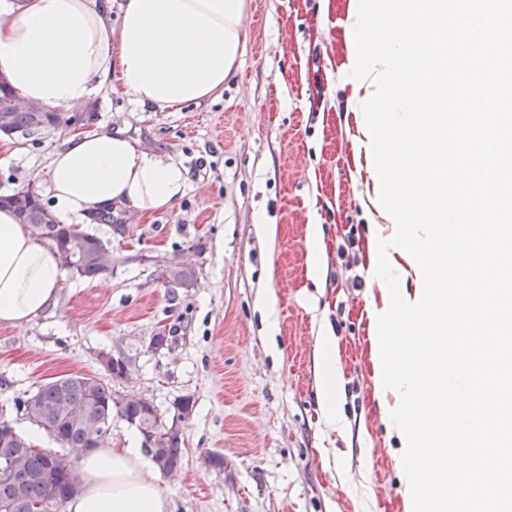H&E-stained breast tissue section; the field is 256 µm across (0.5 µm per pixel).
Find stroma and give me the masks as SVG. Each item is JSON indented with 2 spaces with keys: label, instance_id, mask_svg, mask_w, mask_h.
<instances>
[{
  "label": "stroma",
  "instance_id": "1",
  "mask_svg": "<svg viewBox=\"0 0 512 512\" xmlns=\"http://www.w3.org/2000/svg\"><path fill=\"white\" fill-rule=\"evenodd\" d=\"M245 47L215 97L176 110L140 106L118 84L88 100L95 131L124 128L187 170L180 203L151 214L120 208L88 224L112 269L65 277L53 305L26 324H0V409L36 447L57 443L17 415L13 400L55 378L105 376L114 346L133 357L119 382L164 416L190 398L180 469L156 473L169 512H405L381 418L366 306L369 227L364 159L355 157L344 23L348 0H246ZM67 130L9 141L0 194L35 185L48 200L49 163ZM278 227L257 232L256 216ZM116 224L125 235L113 234ZM320 225L326 276H307V227ZM196 269L168 287L163 260ZM275 294V336L261 319ZM338 339L344 430L321 417L316 338ZM174 337L171 351L148 345ZM223 467L207 465L210 454Z\"/></svg>",
  "mask_w": 512,
  "mask_h": 512
}]
</instances>
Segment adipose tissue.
Instances as JSON below:
<instances>
[{
  "label": "adipose tissue",
  "instance_id": "ef3b65f1",
  "mask_svg": "<svg viewBox=\"0 0 512 512\" xmlns=\"http://www.w3.org/2000/svg\"><path fill=\"white\" fill-rule=\"evenodd\" d=\"M246 0H124L113 22L104 0H0V74L28 101L54 110L84 102L119 80L130 101L178 108L223 91L244 47ZM187 171L171 154L144 148L123 129L70 135L50 163L48 193L65 224L122 205L141 213L172 207ZM64 270L8 210H0V324L20 326L54 303ZM318 399L339 421L342 368L336 336L318 338ZM138 448L82 453L79 491L64 512H167Z\"/></svg>",
  "mask_w": 512,
  "mask_h": 512
}]
</instances>
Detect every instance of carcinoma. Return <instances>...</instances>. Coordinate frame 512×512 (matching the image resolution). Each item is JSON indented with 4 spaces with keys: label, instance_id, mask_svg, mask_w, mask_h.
I'll return each mask as SVG.
<instances>
[{
    "label": "carcinoma",
    "instance_id": "1",
    "mask_svg": "<svg viewBox=\"0 0 512 512\" xmlns=\"http://www.w3.org/2000/svg\"><path fill=\"white\" fill-rule=\"evenodd\" d=\"M13 95L12 88L0 87V112L9 113L13 129L26 131L33 122L31 113L13 110ZM4 207L24 215L26 224L39 230L38 242L56 250L63 269L76 266L74 276L92 280L112 269L107 242L74 224L43 223L47 207L30 198L25 189L0 200V208ZM163 275L169 286L183 288L194 282L196 271L177 263L165 267ZM105 367L108 380L80 373L63 376L14 400V408L64 448L104 447L112 419L120 418L138 431L141 447L147 449L153 438H160L166 469L177 470L185 442L183 435L169 433L168 427L185 421L192 411L191 400L178 402L168 419L147 398L121 397L112 382L125 379L124 372L115 370L110 359ZM78 487L77 466H52L48 454L24 435L0 429V512H61Z\"/></svg>",
    "mask_w": 512,
    "mask_h": 512
}]
</instances>
